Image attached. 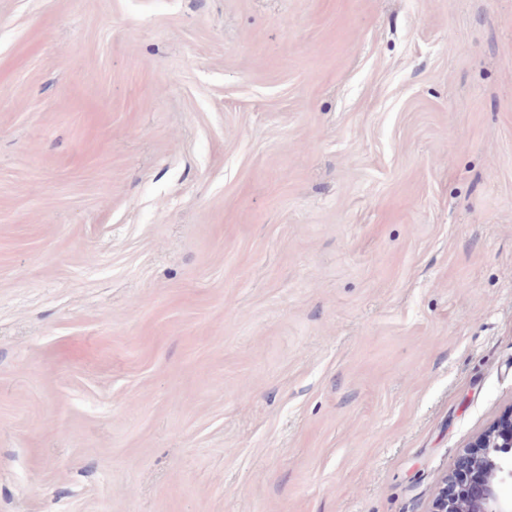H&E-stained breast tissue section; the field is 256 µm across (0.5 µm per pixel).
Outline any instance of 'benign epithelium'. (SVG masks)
<instances>
[{"mask_svg":"<svg viewBox=\"0 0 512 512\" xmlns=\"http://www.w3.org/2000/svg\"><path fill=\"white\" fill-rule=\"evenodd\" d=\"M465 469L445 479L431 512H512V407L474 442Z\"/></svg>","mask_w":512,"mask_h":512,"instance_id":"obj_1","label":"benign epithelium"}]
</instances>
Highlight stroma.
Listing matches in <instances>:
<instances>
[{
	"label": "stroma",
	"mask_w": 512,
	"mask_h": 512,
	"mask_svg": "<svg viewBox=\"0 0 512 512\" xmlns=\"http://www.w3.org/2000/svg\"><path fill=\"white\" fill-rule=\"evenodd\" d=\"M512 407V0H0V512H430Z\"/></svg>",
	"instance_id": "stroma-1"
}]
</instances>
